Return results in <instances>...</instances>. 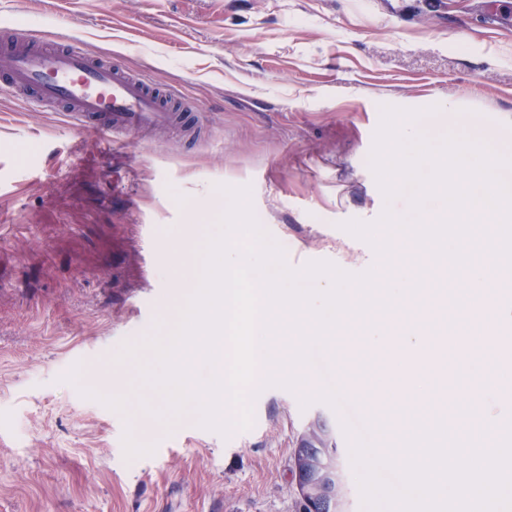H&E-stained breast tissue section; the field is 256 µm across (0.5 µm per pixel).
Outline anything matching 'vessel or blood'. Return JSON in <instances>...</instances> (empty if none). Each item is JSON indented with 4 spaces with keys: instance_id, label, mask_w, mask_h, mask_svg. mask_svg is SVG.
<instances>
[{
    "instance_id": "b4317fda",
    "label": "vessel or blood",
    "mask_w": 512,
    "mask_h": 512,
    "mask_svg": "<svg viewBox=\"0 0 512 512\" xmlns=\"http://www.w3.org/2000/svg\"><path fill=\"white\" fill-rule=\"evenodd\" d=\"M0 83L18 100L62 106L75 125L117 134L180 124L185 110L147 76L89 55L74 27L53 40L21 27L1 30Z\"/></svg>"
}]
</instances>
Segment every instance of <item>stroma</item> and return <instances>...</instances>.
I'll return each mask as SVG.
<instances>
[{"mask_svg":"<svg viewBox=\"0 0 512 512\" xmlns=\"http://www.w3.org/2000/svg\"><path fill=\"white\" fill-rule=\"evenodd\" d=\"M79 27L85 49L177 90L194 137L158 127L113 137L59 108L0 92V512H304L293 453L304 426L338 433L346 512H365L338 410L259 388L250 429L223 436L195 409L144 431L132 404L150 340L186 304L176 249L217 233L250 186L254 215L295 271L351 274L381 259L344 222L409 216L370 167L380 108L422 110L424 136H469L512 158V0H0V26Z\"/></svg>","mask_w":512,"mask_h":512,"instance_id":"1","label":"stroma"}]
</instances>
